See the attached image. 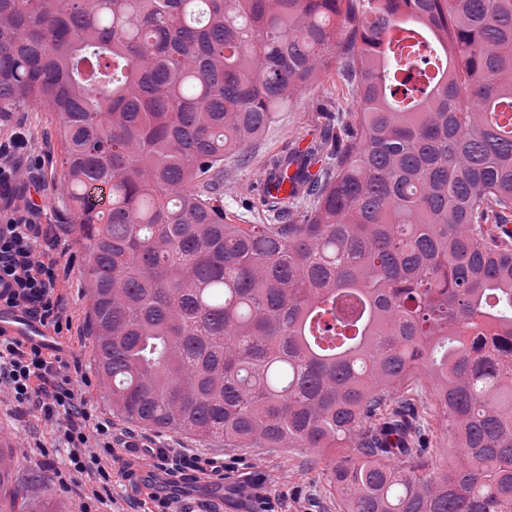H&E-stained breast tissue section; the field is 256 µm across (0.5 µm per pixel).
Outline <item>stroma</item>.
I'll use <instances>...</instances> for the list:
<instances>
[{
  "mask_svg": "<svg viewBox=\"0 0 512 512\" xmlns=\"http://www.w3.org/2000/svg\"><path fill=\"white\" fill-rule=\"evenodd\" d=\"M333 99L346 105L351 102L350 91L334 70L321 75L311 89L280 113L252 149L250 165L225 164V210L239 215L243 223L255 221L257 214L250 189L264 180L263 158L284 146L308 143L322 133L334 119L329 112ZM55 124V117L49 113L34 111L12 112L0 120V133L9 134L13 127L21 125L31 137L30 155L21 160V169L33 164L41 169L40 185L20 179L9 198L0 199V209L10 202L21 205L29 201L37 206L39 223L57 224L61 148L55 138ZM57 252L60 293L72 319V333L62 339L61 356L68 368L75 370L77 379L84 381L91 409L111 419L114 432L128 430V423L112 414L111 401L95 371L90 339L84 334L86 295L79 273L83 253L70 232L59 233ZM134 432L138 447L120 451L124 459L132 461L134 476L126 478L113 473L111 485L101 489L99 498L85 501L78 496L68 473L51 466L60 453L57 433L36 412L24 421L15 420L12 404L0 399V436L12 441L17 455L12 480L26 488L30 500L44 503L50 512H78L83 505L89 512H158L159 503L150 496L156 460L144 455L142 448L146 445L176 448L203 460L223 461L224 473L220 476L186 470L180 492L191 502L194 512H264L268 507L275 512H336L325 493V457L297 454L285 448L268 455L256 450L230 449L217 440L204 444L142 428Z\"/></svg>",
  "mask_w": 512,
  "mask_h": 512,
  "instance_id": "35a3bbf8",
  "label": "stroma"
}]
</instances>
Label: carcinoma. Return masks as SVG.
I'll use <instances>...</instances> for the list:
<instances>
[{"label": "carcinoma", "instance_id": "obj_1", "mask_svg": "<svg viewBox=\"0 0 512 512\" xmlns=\"http://www.w3.org/2000/svg\"><path fill=\"white\" fill-rule=\"evenodd\" d=\"M336 61L355 107L235 223L224 161ZM24 109L57 118L112 413L318 450L339 512H512V0H0Z\"/></svg>", "mask_w": 512, "mask_h": 512}]
</instances>
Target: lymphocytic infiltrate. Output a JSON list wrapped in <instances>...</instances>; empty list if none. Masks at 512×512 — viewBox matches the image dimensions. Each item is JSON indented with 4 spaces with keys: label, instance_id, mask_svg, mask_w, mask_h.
<instances>
[{
    "label": "lymphocytic infiltrate",
    "instance_id": "f902f5d3",
    "mask_svg": "<svg viewBox=\"0 0 512 512\" xmlns=\"http://www.w3.org/2000/svg\"><path fill=\"white\" fill-rule=\"evenodd\" d=\"M57 238L35 210L14 209L0 221V308L19 311L61 332L67 315L58 291ZM0 390L17 414L40 411L65 448L59 463L77 476L109 479L101 457L112 452V424L93 414L84 392L44 345L0 332Z\"/></svg>",
    "mask_w": 512,
    "mask_h": 512
}]
</instances>
